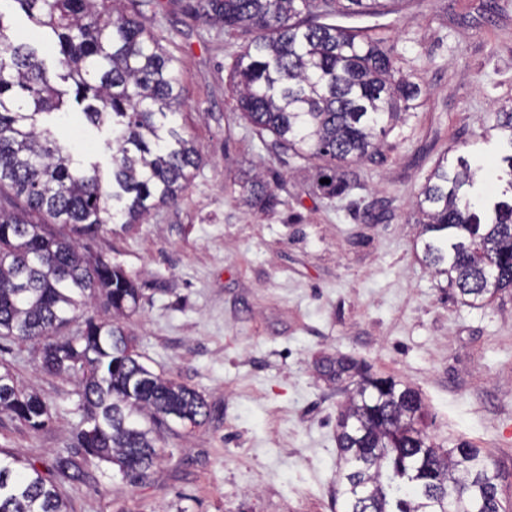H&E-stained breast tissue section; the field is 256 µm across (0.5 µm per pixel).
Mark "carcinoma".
<instances>
[{"instance_id":"obj_1","label":"carcinoma","mask_w":512,"mask_h":512,"mask_svg":"<svg viewBox=\"0 0 512 512\" xmlns=\"http://www.w3.org/2000/svg\"><path fill=\"white\" fill-rule=\"evenodd\" d=\"M55 38L52 75L28 44L0 21V337L29 342L44 372L73 382L81 421V461L59 452L43 473L0 448V512H70L57 483L110 462L122 481L143 484L165 455L160 431L177 419L196 426L208 406L194 389L152 372L133 338L89 314L97 298L114 316L135 313L140 288L94 251L104 224H138L176 202L199 164L175 121L183 99L177 59L118 0H14ZM405 0H197L224 29L251 34L235 59L237 108L258 131L300 157L327 161V195L351 188L346 168L380 152L379 136L415 108L421 87L402 74L391 50L335 16L398 13ZM66 86L60 88L55 79ZM112 148L108 166L59 144L48 118L74 108ZM494 128L512 148V110ZM479 168L442 160L422 188L425 261L476 306L512 289V200L478 207L461 192ZM246 205L281 204L263 179L242 183ZM74 333H54L71 324ZM321 375L350 383L336 417V497L343 512H505L503 474L468 441L445 448L425 424L419 391L376 376L351 356L325 358ZM0 411L34 430L53 413L37 394L0 372Z\"/></svg>"}]
</instances>
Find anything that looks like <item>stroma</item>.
Segmentation results:
<instances>
[{"label": "stroma", "instance_id": "stroma-1", "mask_svg": "<svg viewBox=\"0 0 512 512\" xmlns=\"http://www.w3.org/2000/svg\"><path fill=\"white\" fill-rule=\"evenodd\" d=\"M196 5L151 0L142 12L179 61L177 122L203 161L177 204L143 224L103 225L95 247L142 292L126 328L144 363L200 392L211 415L165 434L172 454L148 483L128 486L104 464L60 483L61 495L74 512H342L335 424L347 394L317 365L350 354L419 389L436 442L485 449L512 505V292L464 305L414 249L416 196L450 148L481 166L483 198L501 196L506 149L490 128L512 108V0H408L396 14L339 18L392 45L422 95L333 197L316 188L322 160L299 159L241 118L229 70L246 37ZM53 131L108 162L81 117ZM246 172L270 182L276 209L243 204ZM1 360L55 420L36 432L0 414V448L45 468L80 423L74 385L41 371L30 345L0 343Z\"/></svg>", "mask_w": 512, "mask_h": 512}]
</instances>
